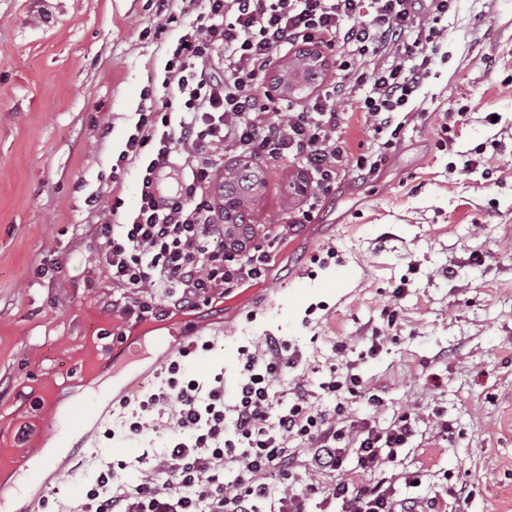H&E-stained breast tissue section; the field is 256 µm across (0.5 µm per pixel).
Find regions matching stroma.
<instances>
[{"mask_svg": "<svg viewBox=\"0 0 512 512\" xmlns=\"http://www.w3.org/2000/svg\"><path fill=\"white\" fill-rule=\"evenodd\" d=\"M198 0H0V512H60L85 494L100 464L140 477L151 437L131 440L119 392L148 391L177 356L172 330L210 341L187 377L239 380L236 354L265 336L301 356L275 388L354 373L364 396L350 419L385 429L417 415L394 463L372 474L396 496L436 498L447 512H512V0H455L416 113L380 171L338 172L335 184L291 197L299 172L265 165L253 224L288 222L310 194L317 217L289 242L272 240L264 282L127 337L134 359L110 355L114 290L95 259L90 197L125 208L137 171L113 173L134 114ZM458 114L447 123L448 114ZM468 163L449 175L450 163ZM335 257H328V250ZM54 276L37 278L43 262ZM344 352H337V345ZM110 395L95 434L74 442L61 471L30 493L16 482L52 438L57 418L92 392ZM418 472L409 489L392 476Z\"/></svg>", "mask_w": 512, "mask_h": 512, "instance_id": "obj_1", "label": "stroma"}]
</instances>
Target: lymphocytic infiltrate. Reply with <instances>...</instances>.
Masks as SVG:
<instances>
[{"mask_svg": "<svg viewBox=\"0 0 512 512\" xmlns=\"http://www.w3.org/2000/svg\"><path fill=\"white\" fill-rule=\"evenodd\" d=\"M202 2L114 164L136 168L138 203L125 212L114 201L90 227L96 259L120 292L110 304L119 339L127 328L211 304L265 276L263 246L224 241V209L211 189L227 153L319 161L312 175L324 187L351 163L364 176L379 171L394 145L383 134L430 77L452 0H428L424 9L419 0H372L368 20L360 17L362 0ZM288 46L339 54L341 80L304 104L275 94L265 75ZM380 53L388 63L376 62ZM351 97L381 138L379 150L356 153L342 138L336 102ZM167 168L180 177L166 194L160 176ZM197 348L194 340L182 346L158 389L122 399L132 409V438L154 429L155 410L178 403L164 447L148 454L132 483L119 478L116 463L103 465L76 512H309L315 495L338 502L339 512H423L419 498H395L383 482L367 479L396 459L414 425L407 413L383 432L348 420L343 398L360 394V377L323 382L337 403L318 411L306 380H297L288 403L274 388L297 365L287 341L267 336L240 349L241 380L231 395L220 373L182 380V360ZM295 439L301 447H292ZM305 454L316 469L341 473V481L294 492Z\"/></svg>", "mask_w": 512, "mask_h": 512, "instance_id": "f902f5d3", "label": "lymphocytic infiltrate"}]
</instances>
